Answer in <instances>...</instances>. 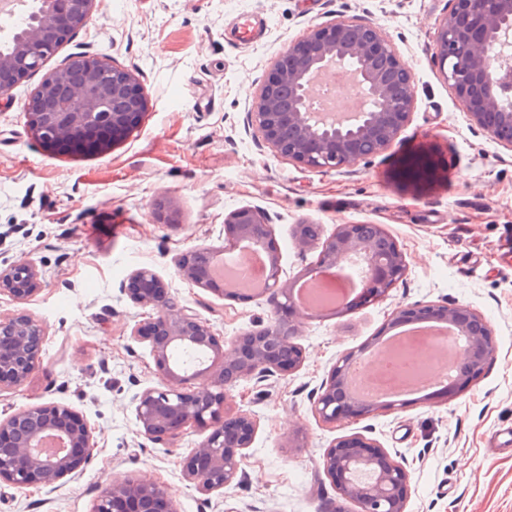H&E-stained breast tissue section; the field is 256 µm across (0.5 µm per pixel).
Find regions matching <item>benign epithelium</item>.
Returning <instances> with one entry per match:
<instances>
[{
	"mask_svg": "<svg viewBox=\"0 0 512 512\" xmlns=\"http://www.w3.org/2000/svg\"><path fill=\"white\" fill-rule=\"evenodd\" d=\"M97 0H43L37 20L17 35L13 50L0 53V97L29 73L40 69L58 44L82 25ZM512 30V0H453L439 23L435 60L455 90L470 123L512 147V59L496 52L502 36ZM349 65L357 89L366 100L364 111L349 121L328 122L309 108L311 76L336 65ZM415 100V74L383 32L370 25L336 21L308 30L288 45L274 62L254 98L252 121L277 152L321 171L353 165L392 147L409 119ZM147 93L131 72L106 57L77 56L48 74L24 105L29 130L54 153L66 146L81 153L89 145L105 153L125 138L134 118L144 112ZM271 236L266 214L242 207L224 218V247L195 250L179 263V273L200 288L210 287L199 269L211 270L217 254L230 255L245 241L265 246ZM317 225L300 224L296 239L302 246L317 239ZM353 260L364 276L356 302L385 298L405 273L396 240L380 224H338L323 243L315 265L302 277L317 278ZM275 257L265 267V288L273 309L270 324L238 339L215 344L210 327L188 306L166 297L164 285L147 270L136 272L130 289L133 302L153 306L156 315L134 327L133 336L149 343L155 366L164 376L160 388H148L138 398L136 417L144 434L173 433L188 424L208 431L187 461L188 476L206 491L224 488L237 477L250 447L256 421L241 412L228 420L230 390L255 375H286L303 354L293 342L298 334L294 316L301 308L294 283L280 281ZM17 298L39 287L38 271L21 262L0 272V287ZM396 323L435 322L455 328L459 356L448 376V388L470 385L496 352L487 322L469 308L431 304L396 311ZM45 332L25 316L0 319V390L21 386L41 361ZM183 348L211 352L210 364L190 375L174 368L173 354ZM361 355L349 353L332 367L314 402L320 420L334 424L369 415L388 405L360 401L347 390V378ZM194 390L180 385L202 375ZM91 430L78 411L66 405L30 406L0 421V483L18 489L53 484L82 468L92 452ZM324 471L336 492L359 504L361 512H404L409 475L387 452L359 437L341 439L324 453ZM176 512L168 491L141 478L114 481L105 488L93 512Z\"/></svg>",
	"mask_w": 512,
	"mask_h": 512,
	"instance_id": "obj_1",
	"label": "benign epithelium"
}]
</instances>
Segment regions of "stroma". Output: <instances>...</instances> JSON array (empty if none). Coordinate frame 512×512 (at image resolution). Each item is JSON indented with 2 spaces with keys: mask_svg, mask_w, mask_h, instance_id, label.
Listing matches in <instances>:
<instances>
[{
  "mask_svg": "<svg viewBox=\"0 0 512 512\" xmlns=\"http://www.w3.org/2000/svg\"><path fill=\"white\" fill-rule=\"evenodd\" d=\"M452 0H97L42 70L0 99V270L33 262L38 290L0 293V318L28 316L45 328L42 361L18 389L0 391V420L32 405L62 404L92 431L88 464L48 486L0 484V512H93L106 485L147 476L177 512H359L339 499L322 458L336 441L361 437L409 474L404 512H512V147L469 124L432 59L434 32ZM346 19L378 27L412 66L416 98L401 137L427 131L452 140L461 177L447 196L375 177L385 153L318 171L274 151L251 122L253 98L278 55L312 27ZM257 31L241 38L243 25ZM106 55L139 79L147 109L128 138L103 154H51L30 134L23 106L46 72L72 57ZM170 204L167 222L152 205ZM251 206L269 217L281 278L316 263L299 224L330 237L343 223L380 224L404 255L403 278L382 301L302 319L299 367L231 391L232 411L256 421L237 478L206 492L184 463L203 440L188 425L150 437L136 420L138 396L162 384L135 325L155 316L134 303L129 279L150 270L175 302L191 307L218 341L265 328L266 297L200 288L177 263L224 245V218ZM460 304L492 329L497 352L468 387L427 391L395 409L326 424L313 403L336 361L392 335L394 311Z\"/></svg>",
  "mask_w": 512,
  "mask_h": 512,
  "instance_id": "35a3bbf8",
  "label": "stroma"
}]
</instances>
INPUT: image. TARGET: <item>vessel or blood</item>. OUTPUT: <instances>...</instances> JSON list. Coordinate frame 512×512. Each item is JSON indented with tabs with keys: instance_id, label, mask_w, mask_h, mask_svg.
I'll use <instances>...</instances> for the list:
<instances>
[{
	"instance_id": "b4317fda",
	"label": "vessel or blood",
	"mask_w": 512,
	"mask_h": 512,
	"mask_svg": "<svg viewBox=\"0 0 512 512\" xmlns=\"http://www.w3.org/2000/svg\"><path fill=\"white\" fill-rule=\"evenodd\" d=\"M418 175H411V168ZM460 174L458 149L453 141H446L430 133L413 137L399 155L389 158L377 168L376 179L388 191L409 186L433 196L446 194Z\"/></svg>"
}]
</instances>
